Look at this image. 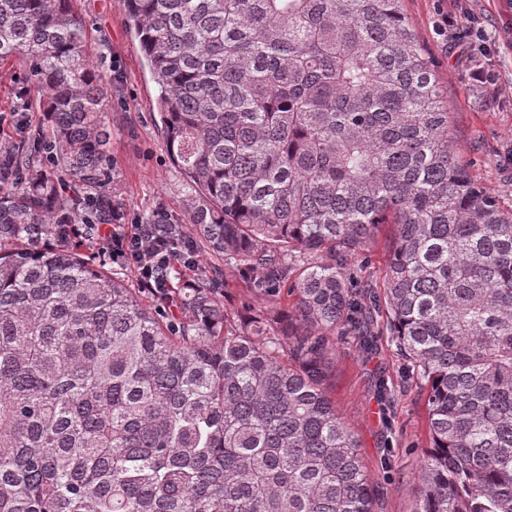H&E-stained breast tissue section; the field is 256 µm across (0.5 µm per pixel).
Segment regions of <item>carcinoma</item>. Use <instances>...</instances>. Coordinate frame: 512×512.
Masks as SVG:
<instances>
[{"label":"carcinoma","instance_id":"cac0c4a2","mask_svg":"<svg viewBox=\"0 0 512 512\" xmlns=\"http://www.w3.org/2000/svg\"><path fill=\"white\" fill-rule=\"evenodd\" d=\"M122 3L185 191L114 262L85 254L119 201L112 79L71 0H0L47 115L0 144V512H373L326 382L336 337L382 335L425 393L414 512H512V211L402 0ZM379 224L381 293L350 277ZM228 281L229 288H225L224 304L230 312L239 317H245L248 314L249 296L240 285L231 282L230 278Z\"/></svg>","mask_w":512,"mask_h":512}]
</instances>
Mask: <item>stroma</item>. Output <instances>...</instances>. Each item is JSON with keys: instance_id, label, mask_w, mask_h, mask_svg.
<instances>
[{"instance_id": "1", "label": "stroma", "mask_w": 512, "mask_h": 512, "mask_svg": "<svg viewBox=\"0 0 512 512\" xmlns=\"http://www.w3.org/2000/svg\"><path fill=\"white\" fill-rule=\"evenodd\" d=\"M404 11L431 56L438 82L447 95L449 128L460 161L474 181L512 209V0H404ZM478 15L482 37L447 39L439 29L443 15L459 9ZM88 53L112 79V98L105 114L112 128L109 154L121 198L125 224L161 209L182 217L184 181L173 165L157 123L158 88L130 29L119 0H73ZM490 47L481 54L480 44ZM486 63L490 83L473 86L469 72ZM33 81L20 62L0 66V140L27 136L15 105L19 90ZM395 227L379 225L367 260H354L356 279L381 287ZM403 361L387 338L376 354L362 360L353 338L337 343L327 390L336 410L359 439L361 458L373 485L374 512H413V474L427 447L425 396L402 376ZM393 387L389 412L375 395L378 377ZM391 455L392 468L380 460Z\"/></svg>"}]
</instances>
